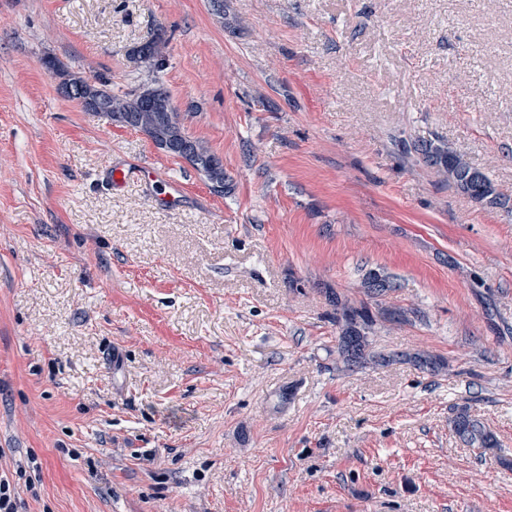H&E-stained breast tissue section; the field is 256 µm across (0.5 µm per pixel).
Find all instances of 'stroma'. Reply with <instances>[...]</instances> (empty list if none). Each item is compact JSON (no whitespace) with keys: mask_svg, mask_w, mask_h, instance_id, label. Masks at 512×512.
I'll use <instances>...</instances> for the list:
<instances>
[{"mask_svg":"<svg viewBox=\"0 0 512 512\" xmlns=\"http://www.w3.org/2000/svg\"><path fill=\"white\" fill-rule=\"evenodd\" d=\"M224 4L0 0V473L26 512H512V210L399 147L512 197V0ZM160 32L228 195L46 66L130 89ZM330 289L444 369L343 370ZM46 65L49 69L58 72L60 74L62 80L71 85V91L66 92V93H61L58 89L59 93L67 99L79 101L86 110L90 111L89 109H87L85 107V105L83 104V101H82V99L85 96V89H84L85 77L82 75H79V74L70 73V72L61 70L59 68V65L56 63V61H54L52 59L47 60ZM403 152L430 169L440 182L447 183L472 202L489 208H508L509 198L497 192L485 172L476 168L448 141L434 137L412 143L401 141ZM451 431L464 443L490 450L498 448V442L486 426L471 417L466 407L457 409L449 421Z\"/></svg>","mask_w":512,"mask_h":512,"instance_id":"35a3bbf8","label":"stroma"}]
</instances>
